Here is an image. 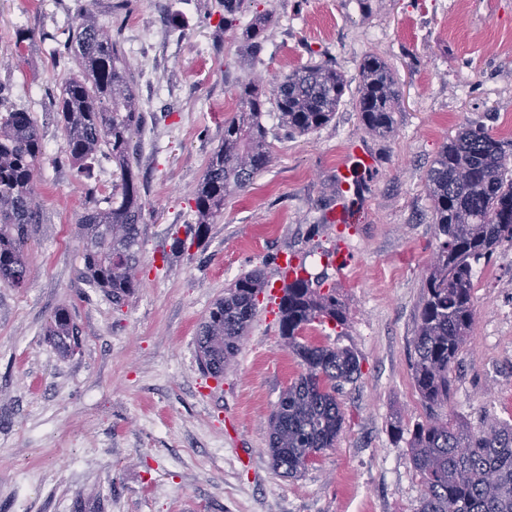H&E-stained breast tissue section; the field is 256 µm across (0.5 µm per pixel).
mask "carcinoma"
Returning <instances> with one entry per match:
<instances>
[{"instance_id": "cac0c4a2", "label": "carcinoma", "mask_w": 512, "mask_h": 512, "mask_svg": "<svg viewBox=\"0 0 512 512\" xmlns=\"http://www.w3.org/2000/svg\"><path fill=\"white\" fill-rule=\"evenodd\" d=\"M246 0H219L220 24L232 30ZM245 31L250 57L263 49L275 26L266 12ZM55 52L77 63L58 96L65 132V156L88 171L107 151L117 165L112 193L95 197L79 223L81 280L103 290L116 306L140 286L136 247L144 205L133 170L138 143L133 135L144 122L134 86V67L118 35L91 14L81 15L74 35H51ZM348 82L332 62L322 59L293 69L266 88L252 71L237 85L240 110L224 122L220 148L211 156L193 192L196 222L189 237L176 239V253L200 242L208 225L224 212V200L243 191L272 162L264 117L274 105L280 128L308 134L335 116ZM399 87L388 62L366 55L360 67L356 107L370 135L392 132ZM45 147L32 113L8 109L0 116V285L18 288L27 278L25 250L37 232V165ZM425 186L432 207L436 246L424 278V299L412 345V378L429 407L448 402V377L467 343L474 322L475 267L504 241L512 242V150L483 125L467 124L444 143L428 169ZM268 282L252 269L216 299L199 324L195 343L203 372L215 379L236 357ZM346 309L336 288H322L311 276L283 288L280 334L304 371L283 391L269 419L272 467L295 477L312 456L336 446L344 415L336 387L360 374L347 348L313 345L302 333L310 325L342 327ZM47 335L62 354L79 348L81 336L69 311L51 317ZM422 493L416 512H512V424L475 432L456 418H430L414 424L408 442Z\"/></svg>"}]
</instances>
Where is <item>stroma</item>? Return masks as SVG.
<instances>
[{
    "instance_id": "35a3bbf8",
    "label": "stroma",
    "mask_w": 512,
    "mask_h": 512,
    "mask_svg": "<svg viewBox=\"0 0 512 512\" xmlns=\"http://www.w3.org/2000/svg\"><path fill=\"white\" fill-rule=\"evenodd\" d=\"M252 0L272 13L260 64L224 30L215 0H0V88L30 109L46 145L37 170L42 222L20 288L0 287V512H415L420 480L409 431L428 409L415 388L412 336L436 245L425 176L442 144L470 122L498 131L512 114V0ZM95 12L119 29L146 112L136 173L144 183L140 286L122 307L79 278L78 221L91 195L112 191L114 164L85 179L62 157L55 95L73 63L50 34ZM382 56L401 89L393 132L367 134L356 110L366 53ZM332 58L348 88L318 131L287 135L267 117L273 160L224 202L200 245H170L193 223L192 193L224 133L213 107L255 69L267 82ZM377 157L356 221L333 224L351 142ZM274 233H267V226ZM346 249L344 272L327 252ZM326 277L345 326L311 325L315 345L350 349L357 379L340 386L343 430L301 474L276 472L268 418L302 371L280 335L278 300L258 314L223 378L205 376L195 336L224 289L258 268L277 282L283 255ZM475 279L474 328L449 374L441 412L472 428L512 422V243ZM81 331L60 354L45 335L58 308ZM402 430H395V421Z\"/></svg>"
}]
</instances>
